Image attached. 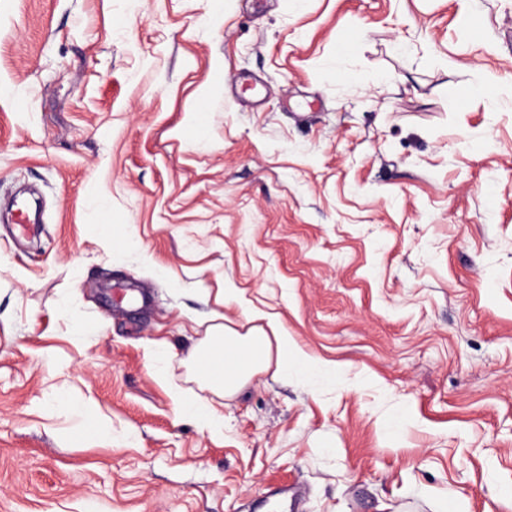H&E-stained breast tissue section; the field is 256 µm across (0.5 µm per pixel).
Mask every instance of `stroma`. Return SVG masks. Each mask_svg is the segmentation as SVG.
<instances>
[{
	"instance_id": "stroma-1",
	"label": "stroma",
	"mask_w": 512,
	"mask_h": 512,
	"mask_svg": "<svg viewBox=\"0 0 512 512\" xmlns=\"http://www.w3.org/2000/svg\"><path fill=\"white\" fill-rule=\"evenodd\" d=\"M212 9L0 0V212L41 210L0 219V512H512V0ZM214 309L346 370L211 437L173 389ZM100 433L99 420L91 408H87L84 414L82 425L72 431L69 439L72 442H89L94 440Z\"/></svg>"
}]
</instances>
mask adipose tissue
Instances as JSON below:
<instances>
[{
    "mask_svg": "<svg viewBox=\"0 0 512 512\" xmlns=\"http://www.w3.org/2000/svg\"><path fill=\"white\" fill-rule=\"evenodd\" d=\"M249 327L239 331L225 323L223 313L209 316L207 334L196 345L191 367L203 387L220 396L243 389L255 376L277 369L280 374L320 370L336 372L335 363L312 358L288 336L275 316L247 313ZM176 413L206 430L211 437L224 434V419L215 406L193 390H174Z\"/></svg>",
    "mask_w": 512,
    "mask_h": 512,
    "instance_id": "ef3b65f1",
    "label": "adipose tissue"
}]
</instances>
